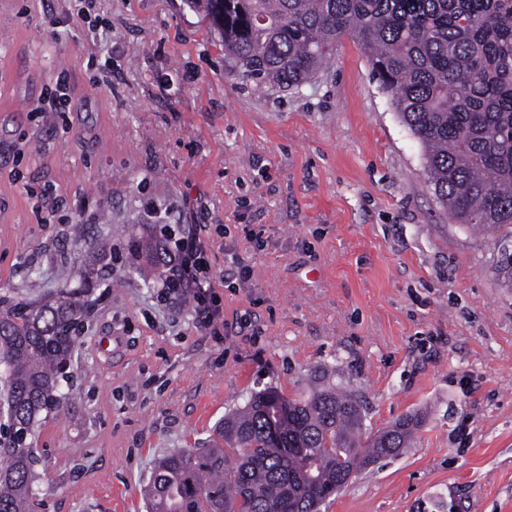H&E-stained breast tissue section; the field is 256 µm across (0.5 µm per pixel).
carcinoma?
<instances>
[{
	"mask_svg": "<svg viewBox=\"0 0 512 512\" xmlns=\"http://www.w3.org/2000/svg\"><path fill=\"white\" fill-rule=\"evenodd\" d=\"M224 35L244 79L299 88L343 38L368 53L373 78L421 142L428 182L460 224L512 228V0H190ZM65 284L33 303L0 293V402L22 443L0 433V512H33L31 437L57 411L92 302ZM418 419L375 432L332 383L292 398L250 395L201 448L161 454L144 486L149 512H320L367 466L400 455Z\"/></svg>",
	"mask_w": 512,
	"mask_h": 512,
	"instance_id": "1",
	"label": "carcinoma"
}]
</instances>
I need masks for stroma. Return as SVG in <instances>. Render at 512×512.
I'll return each instance as SVG.
<instances>
[{"label": "stroma", "mask_w": 512, "mask_h": 512, "mask_svg": "<svg viewBox=\"0 0 512 512\" xmlns=\"http://www.w3.org/2000/svg\"><path fill=\"white\" fill-rule=\"evenodd\" d=\"M77 0H0V293L30 299L64 268L98 269L75 381L33 446L35 512H147L155 459L197 448L251 392L308 393L316 373L361 400L367 428L422 418L412 448L362 472L321 512H512V284L498 230L457 223L422 146L337 44L300 88L256 89L186 0H96L112 68ZM54 14L72 29L54 41ZM64 77L78 105L38 108ZM211 227L224 326L133 239ZM250 268V278L240 276Z\"/></svg>", "instance_id": "stroma-1"}]
</instances>
